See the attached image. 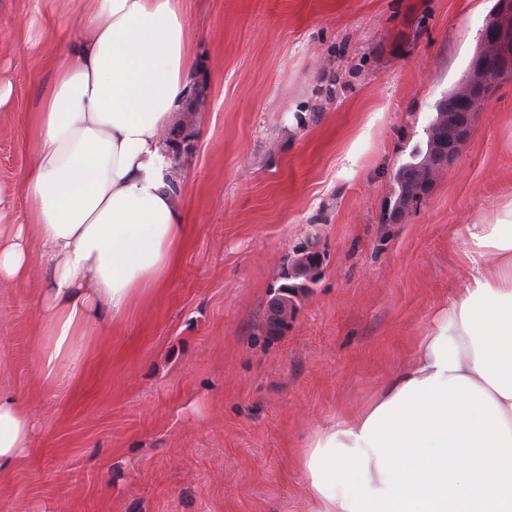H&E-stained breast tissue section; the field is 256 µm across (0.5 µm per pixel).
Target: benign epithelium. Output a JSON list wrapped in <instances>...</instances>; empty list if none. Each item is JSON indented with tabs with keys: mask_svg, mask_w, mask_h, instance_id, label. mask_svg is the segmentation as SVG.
I'll return each mask as SVG.
<instances>
[{
	"mask_svg": "<svg viewBox=\"0 0 512 512\" xmlns=\"http://www.w3.org/2000/svg\"><path fill=\"white\" fill-rule=\"evenodd\" d=\"M512 0H495L481 31L480 41L465 77L457 89V110L448 113L447 130L433 138L436 169L416 177L419 186L429 189L437 175L456 160L467 141L472 118L490 94L499 87L498 76L512 71Z\"/></svg>",
	"mask_w": 512,
	"mask_h": 512,
	"instance_id": "7a95c632",
	"label": "benign epithelium"
}]
</instances>
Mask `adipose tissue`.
<instances>
[{
	"mask_svg": "<svg viewBox=\"0 0 512 512\" xmlns=\"http://www.w3.org/2000/svg\"><path fill=\"white\" fill-rule=\"evenodd\" d=\"M78 26L32 114L28 223H6L0 190V286L46 269L49 373L164 286L185 232L164 138L194 68L180 0H79ZM458 236L467 275L411 364L302 454L311 512H512V199ZM36 431L23 397L0 396V471Z\"/></svg>",
	"mask_w": 512,
	"mask_h": 512,
	"instance_id": "ef3b65f1",
	"label": "adipose tissue"
}]
</instances>
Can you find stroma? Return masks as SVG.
<instances>
[{
    "label": "stroma",
    "instance_id": "obj_1",
    "mask_svg": "<svg viewBox=\"0 0 512 512\" xmlns=\"http://www.w3.org/2000/svg\"><path fill=\"white\" fill-rule=\"evenodd\" d=\"M494 0H184L195 56L167 133L188 232L163 288L43 370L33 265L0 286V394L28 401L33 449L0 512H307L296 458L406 366L466 274L457 225L512 197V82L402 223L395 170L426 142ZM0 14V185L24 224L30 114L76 15ZM321 273L278 329L268 305L308 241Z\"/></svg>",
    "mask_w": 512,
    "mask_h": 512
}]
</instances>
